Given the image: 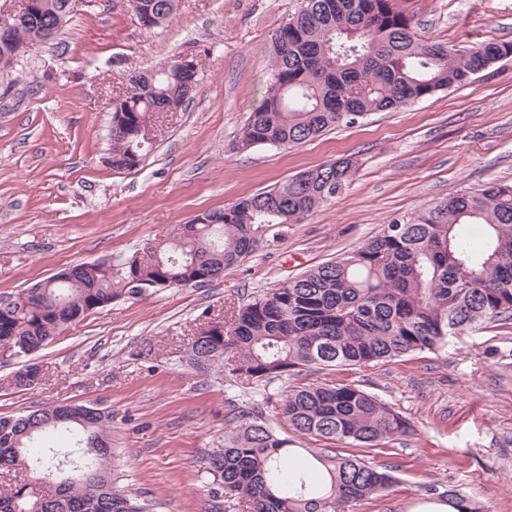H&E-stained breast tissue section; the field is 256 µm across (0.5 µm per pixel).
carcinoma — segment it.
I'll return each instance as SVG.
<instances>
[{
  "label": "carcinoma",
  "instance_id": "cac0c4a2",
  "mask_svg": "<svg viewBox=\"0 0 512 512\" xmlns=\"http://www.w3.org/2000/svg\"><path fill=\"white\" fill-rule=\"evenodd\" d=\"M68 0H47L46 12L14 23L19 40L58 35L70 18ZM178 0H131L149 29L167 21ZM512 56V43L487 40L456 55L425 42L399 0H300L272 37L269 83L250 112L239 142L288 147L373 112L413 104L472 83ZM130 82L137 92L112 96V168H137L149 142L139 136L149 116L190 98L197 75L165 64ZM354 164L342 159L183 224L143 254L78 264L34 288L0 300V354L26 359L92 312L152 289L202 286L243 261L261 244L300 224L348 186ZM481 224L486 238L459 227ZM512 322V184L442 198L392 219L373 239L322 263L233 310L224 328L203 326L187 343L188 362L248 385L245 403L228 401L224 446L204 458L224 499L217 512H339L379 497L395 482V466L378 468L357 455L309 448L297 461L287 429L315 441L373 448L411 433L405 416L349 383L297 382L301 372L348 370L439 352L454 340ZM42 378L36 364L13 374L14 388ZM287 379L281 425L266 417V386ZM69 403L15 415L0 432V474H49L74 454L72 469L43 490L34 482L0 491V512H148L112 482V418ZM454 512H479L458 491L441 493Z\"/></svg>",
  "mask_w": 512,
  "mask_h": 512
}]
</instances>
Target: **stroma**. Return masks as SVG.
<instances>
[{"instance_id": "1", "label": "stroma", "mask_w": 512, "mask_h": 512, "mask_svg": "<svg viewBox=\"0 0 512 512\" xmlns=\"http://www.w3.org/2000/svg\"><path fill=\"white\" fill-rule=\"evenodd\" d=\"M423 39L465 50L512 42V0H402ZM297 0H179L143 28L128 0H79L54 44H34L0 73V296L99 258L143 251L198 214L231 206L298 172L356 163L334 201L289 225L202 287L125 297L94 312L35 356L43 377L19 392L0 357V414L67 402L112 414V480L150 512H211L204 454L224 443L226 402L241 390L223 368L185 359L197 327L289 277L336 258L393 218L463 189L512 182V58L471 84L369 115L289 148L239 149L270 72L268 46ZM178 55L198 85L160 115L142 164L116 172L110 99L130 73ZM352 383L406 416L409 437L360 449L399 467L386 496L348 512H434L424 489L459 491L484 512H512V324L410 361L303 373L305 383Z\"/></svg>"}]
</instances>
